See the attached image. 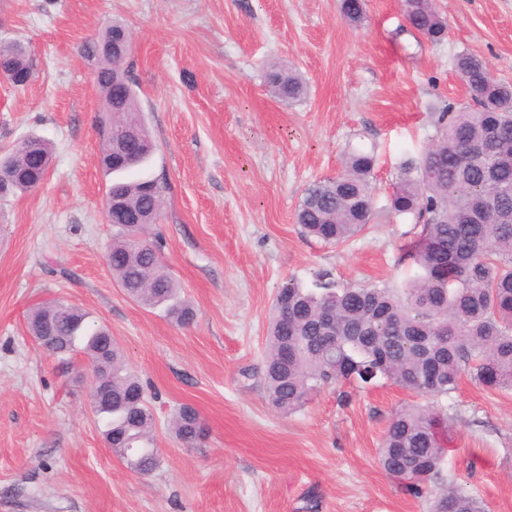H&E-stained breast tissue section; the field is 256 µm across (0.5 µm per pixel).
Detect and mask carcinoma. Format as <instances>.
Wrapping results in <instances>:
<instances>
[{
  "label": "carcinoma",
  "mask_w": 512,
  "mask_h": 512,
  "mask_svg": "<svg viewBox=\"0 0 512 512\" xmlns=\"http://www.w3.org/2000/svg\"><path fill=\"white\" fill-rule=\"evenodd\" d=\"M410 33L431 43L442 41L447 21L435 0H402ZM128 27L108 22L80 46V56L112 116L99 125L100 164L112 176L107 195L133 211L137 224H117L108 269L129 298L161 308L179 326L196 319L180 296V285L164 264L144 222H156L167 183L157 177L125 174L150 160L155 145L143 121L135 84L115 91L130 47ZM457 72L473 76L471 105L448 103L435 113V136L420 156L402 164L391 195V209L420 228L403 249L410 275L398 288L356 287L327 270L307 287L287 282L280 288L267 325L264 386L270 405L288 415L325 385L359 386L392 382L432 400L455 392L468 376L479 384L512 390V82L487 80L485 59L463 52ZM36 73V61L19 42L0 43V80L13 88ZM271 94L296 102L306 94L301 76L272 66L266 73ZM133 132L141 151L132 160L112 161L114 141ZM51 144L29 139L0 155V194L33 190L50 167ZM376 156L354 147L343 171L309 184L296 212L302 232L325 244H338L362 232L373 215L372 183ZM29 334L62 360L82 350L98 362L93 412L103 424L105 442L136 473L159 465L155 415L137 376L124 367L120 345L104 325H91L80 308L60 299L39 304L26 317ZM451 426L435 403L396 412L384 433V469L409 480L415 496L427 484L444 482L442 439ZM171 431L188 448L205 444L197 411L181 406ZM433 512H484L480 500L453 486L439 493Z\"/></svg>",
  "instance_id": "1"
}]
</instances>
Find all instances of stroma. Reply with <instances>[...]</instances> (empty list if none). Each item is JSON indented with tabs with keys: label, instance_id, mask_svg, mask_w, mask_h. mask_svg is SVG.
<instances>
[{
	"label": "stroma",
	"instance_id": "1",
	"mask_svg": "<svg viewBox=\"0 0 512 512\" xmlns=\"http://www.w3.org/2000/svg\"><path fill=\"white\" fill-rule=\"evenodd\" d=\"M442 42L397 37L402 0H366L354 26L341 0H0V40L33 54L22 89L0 84V153L23 138L52 145L36 190L0 197V512H429L382 467L392 415L419 402L388 383L330 385L298 411L269 404L261 372L275 294L322 269L356 286L398 285L415 235L390 207L400 164L435 130L431 114L467 104L454 68L483 57L512 82V0H437ZM119 18L142 117L156 144L148 168L168 185L163 262L197 310L179 327L129 298L106 253L109 183L98 164L103 101L79 44ZM297 70L304 98H274L266 71ZM375 149L374 220L350 242L300 233L304 189L343 169L348 145ZM64 299L107 325L156 416L161 463L130 471L103 441L83 353L41 352L28 310ZM205 420L185 448L167 422L181 405ZM444 475L485 505L512 512V390L463 378L447 401Z\"/></svg>",
	"mask_w": 512,
	"mask_h": 512
}]
</instances>
